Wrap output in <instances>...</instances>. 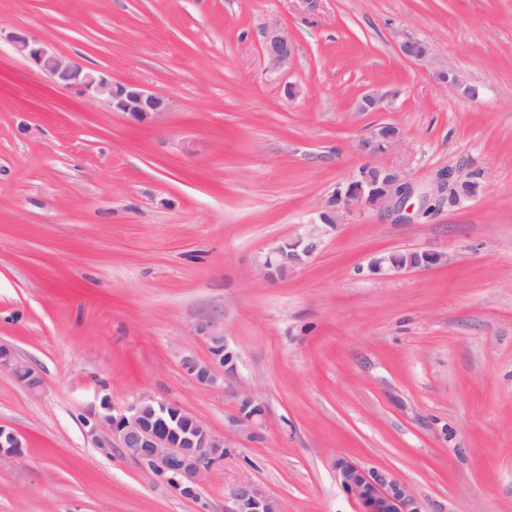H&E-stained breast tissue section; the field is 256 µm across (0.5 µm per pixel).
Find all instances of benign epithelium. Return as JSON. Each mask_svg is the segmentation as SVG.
I'll return each mask as SVG.
<instances>
[{
	"mask_svg": "<svg viewBox=\"0 0 512 512\" xmlns=\"http://www.w3.org/2000/svg\"><path fill=\"white\" fill-rule=\"evenodd\" d=\"M16 53L32 66L45 73L55 84L89 98L107 109L125 116L133 125L157 121L170 112L172 101L156 94L136 81L114 82L102 70H90L66 59L43 42L31 39L23 29L8 35ZM401 53L411 59L426 60L429 46L420 40L406 38L400 43ZM263 55L276 69L284 68L294 58V45L282 29L272 26L266 30L262 45ZM375 179L367 185H342L334 190L319 215V221L305 225L304 232L292 241H282L257 258L263 277L275 281L303 265L320 251L325 237L355 208H399L413 194L412 185L399 173L372 166ZM439 182L448 188V203L463 202L465 180L450 171L439 175ZM422 261L416 265L400 263L386 254L373 259L369 270L379 276L400 271L417 270L444 261V256L430 251L421 252ZM200 332L210 342V356L206 360L195 357L182 359L184 372L205 388L224 386V371L234 355L224 344V337L203 327ZM12 375L30 390L41 385L38 369L18 359L7 345H0V369ZM167 401L152 395H142L123 409L116 408L109 397L101 399L100 410L93 413L90 434L96 447L108 455L112 448L139 465L142 471L158 483L167 484L180 497L194 502L199 512H207L208 505L200 495L201 476L218 461L224 459L226 441L202 421L191 417L186 429L172 427L164 416ZM264 410L252 394L244 392L239 399L237 422L250 436L257 434ZM23 443L18 434L0 425V466L20 457ZM337 476L344 490L359 505V512H422L419 497L410 487L388 469L367 467L349 458L335 462ZM228 512H281L280 503L259 485L243 482L231 495Z\"/></svg>",
	"mask_w": 512,
	"mask_h": 512,
	"instance_id": "obj_1",
	"label": "benign epithelium"
}]
</instances>
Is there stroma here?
<instances>
[{
  "instance_id": "1",
  "label": "stroma",
  "mask_w": 512,
  "mask_h": 512,
  "mask_svg": "<svg viewBox=\"0 0 512 512\" xmlns=\"http://www.w3.org/2000/svg\"><path fill=\"white\" fill-rule=\"evenodd\" d=\"M273 25L296 47L282 69L261 51ZM18 28L172 111L136 126L54 85L6 41ZM407 37L430 58L403 57ZM370 92L382 110L357 111ZM365 165L414 195L354 210L264 281L256 257ZM477 169L481 195L449 205L438 174ZM411 250L448 260L370 274ZM204 325L236 356L216 389L182 370L209 355ZM0 343L42 377L0 371L23 442L0 512H197L88 434L102 396L144 394L228 442L210 512L243 480L282 512H356L339 457L393 470L423 512H512V0H321L312 18L301 0H0ZM245 392L265 410L253 437ZM421 254L422 261L419 264L411 265L400 263L392 258L395 253L386 254L377 258H374L369 264V270L379 276H387L391 273H398L400 271L417 270L425 267H429L434 264H438L444 261L442 254L430 251H416ZM264 416V410L257 404L252 394L245 392L239 399V416L237 422L241 431L247 432L251 437L257 434L259 420Z\"/></svg>"
}]
</instances>
